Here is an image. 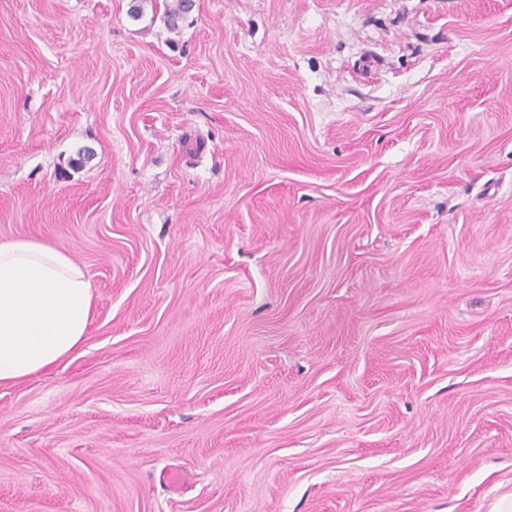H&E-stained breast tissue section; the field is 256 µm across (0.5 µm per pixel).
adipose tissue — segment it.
I'll list each match as a JSON object with an SVG mask.
<instances>
[{
	"instance_id": "1",
	"label": "adipose tissue",
	"mask_w": 512,
	"mask_h": 512,
	"mask_svg": "<svg viewBox=\"0 0 512 512\" xmlns=\"http://www.w3.org/2000/svg\"><path fill=\"white\" fill-rule=\"evenodd\" d=\"M92 318L91 284L70 254L36 239L0 243V386L57 366Z\"/></svg>"
}]
</instances>
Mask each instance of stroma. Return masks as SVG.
I'll return each mask as SVG.
<instances>
[{"mask_svg": "<svg viewBox=\"0 0 512 512\" xmlns=\"http://www.w3.org/2000/svg\"><path fill=\"white\" fill-rule=\"evenodd\" d=\"M129 3L0 0V243L94 301L0 387V512H490L512 0ZM166 1H163L162 20L164 26L171 32H177L180 29V24L195 9L196 4L192 2L195 0H172L171 4Z\"/></svg>", "mask_w": 512, "mask_h": 512, "instance_id": "obj_1", "label": "stroma"}]
</instances>
